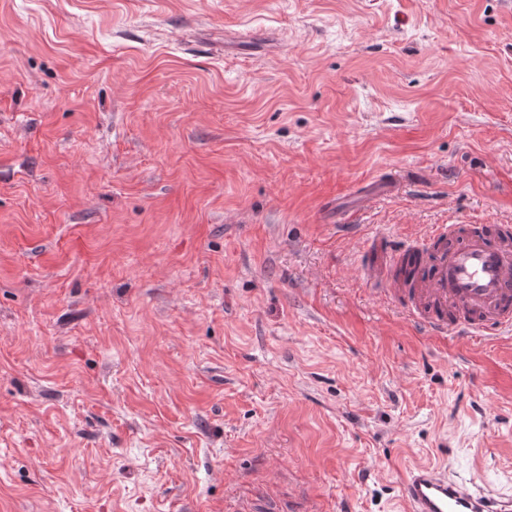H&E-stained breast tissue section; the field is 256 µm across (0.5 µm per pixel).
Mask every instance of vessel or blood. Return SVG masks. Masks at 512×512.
<instances>
[{"label":"vessel or blood","instance_id":"obj_1","mask_svg":"<svg viewBox=\"0 0 512 512\" xmlns=\"http://www.w3.org/2000/svg\"><path fill=\"white\" fill-rule=\"evenodd\" d=\"M455 224L435 225L423 261L429 273L416 288L392 282L387 296L402 304L429 335L466 332L493 341L512 334V234L489 242L480 224L467 227L464 242L449 245ZM399 512H512V495L480 489L475 479L448 476L433 465L406 470Z\"/></svg>","mask_w":512,"mask_h":512}]
</instances>
